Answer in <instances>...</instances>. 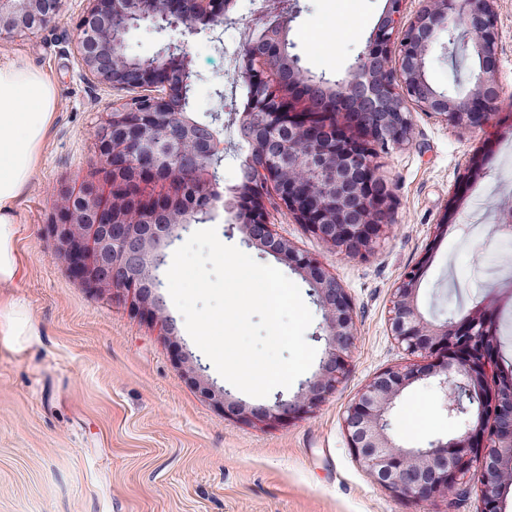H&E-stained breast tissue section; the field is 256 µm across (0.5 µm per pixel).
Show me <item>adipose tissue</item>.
<instances>
[{
  "mask_svg": "<svg viewBox=\"0 0 512 512\" xmlns=\"http://www.w3.org/2000/svg\"><path fill=\"white\" fill-rule=\"evenodd\" d=\"M54 88L19 60L0 59V283L16 272V210L55 111Z\"/></svg>",
  "mask_w": 512,
  "mask_h": 512,
  "instance_id": "obj_1",
  "label": "adipose tissue"
}]
</instances>
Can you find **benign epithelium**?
<instances>
[{
	"label": "benign epithelium",
	"mask_w": 512,
	"mask_h": 512,
	"mask_svg": "<svg viewBox=\"0 0 512 512\" xmlns=\"http://www.w3.org/2000/svg\"><path fill=\"white\" fill-rule=\"evenodd\" d=\"M79 22L77 59L98 83L135 89L139 96L122 101L94 131L98 159L107 174L132 169L134 179H108L110 203L98 186L59 191L60 205L49 225L70 275L93 294L124 289L142 311H160L153 271L160 251L196 215L224 205L218 190L217 164L224 142L206 125L181 116L177 101L185 96L191 57L187 38L205 20L220 24L234 0H145L131 11L126 0H89ZM410 0H386L364 50L338 78L336 112L341 121L313 122L315 115L272 104L277 92L260 66L259 49L281 52L285 31L241 47L245 68L239 78L253 89L244 133L255 136L262 161L253 164L251 180L237 189L236 221L246 241L288 264L313 291L323 311L327 345L318 373L292 399L249 409L213 389L195 383L224 410V417L248 424H279L314 412L347 380L358 335L355 304L340 281L320 260L297 249L274 232L269 209H283L297 223L348 257L369 256L389 237L396 201L375 161L376 148L407 146L412 141L414 111L461 131L483 129L512 94L503 97L497 81V12L495 0H421L407 14ZM63 0H0V41L36 34L61 11ZM125 20L124 32L141 23L182 27L154 57L130 67L120 58L121 40L113 21ZM468 36L469 57L476 65L473 86L463 95L435 89L426 76L429 56L440 39L453 45ZM288 139H283V135ZM132 148H114L116 139ZM193 167L204 186L203 205L170 219L172 202L148 195L154 182H181L176 166ZM119 218L122 223H114ZM424 254L393 289L388 324L391 335L409 354L431 362L387 368L345 407L343 426L355 458L377 482L398 497L428 501L452 494L465 477L480 484L483 512H502L512 492V373L499 372L495 389H487L488 364L498 358L497 308L481 303L457 320L439 325L424 320L415 304ZM431 380L443 393L448 418L462 421L464 433L439 436L416 448L397 445L390 435V414L403 392ZM453 386H448V382Z\"/></svg>",
	"instance_id": "7a95c632"
}]
</instances>
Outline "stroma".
I'll return each mask as SVG.
<instances>
[{
    "label": "stroma",
    "mask_w": 512,
    "mask_h": 512,
    "mask_svg": "<svg viewBox=\"0 0 512 512\" xmlns=\"http://www.w3.org/2000/svg\"><path fill=\"white\" fill-rule=\"evenodd\" d=\"M88 6L65 0L45 30L0 43L1 58L38 70L56 94L38 164L17 205V273L0 286V512H481L479 488L469 478L456 493L424 502L385 490L350 452L342 414L378 372L424 364L423 356L406 354L387 326L392 289L421 257L429 262L417 305L428 321L459 318L491 292L501 300L500 315L512 316V245L500 240L493 220L512 206V163L500 153L512 141V107L473 133L415 113L412 144L380 155L397 199V226L368 258L336 253L285 212L272 211L275 232L316 255L347 289L359 333L346 382L314 413L273 426L246 424L225 418L188 379L193 368L215 388L226 387L167 288L158 290L160 321L139 311L125 290L92 295L70 276L47 232L60 188L76 191L89 182L106 188L92 131L114 103L133 96L93 83L79 65L76 22ZM299 6L288 29L290 51L305 75L332 80L354 65L385 0H299ZM496 6L497 79L512 92V0ZM259 8V0H235L224 23L190 38L199 74L189 104L196 120L244 110L245 85L224 58L242 20ZM353 17L360 25L349 39L343 23ZM473 72L470 59L453 63L438 47L426 75L455 95L472 87ZM220 138L219 184L229 196L251 147L227 116ZM482 152L483 174L469 184L452 222L439 227L471 157ZM234 222V213L219 208L189 224L164 247L158 280L191 232L207 228L255 261L278 266L275 257L246 246ZM18 317L26 321L22 336L12 331ZM459 432L429 384L408 387L393 410V436L403 446Z\"/></svg>",
    "instance_id": "stroma-1"
}]
</instances>
